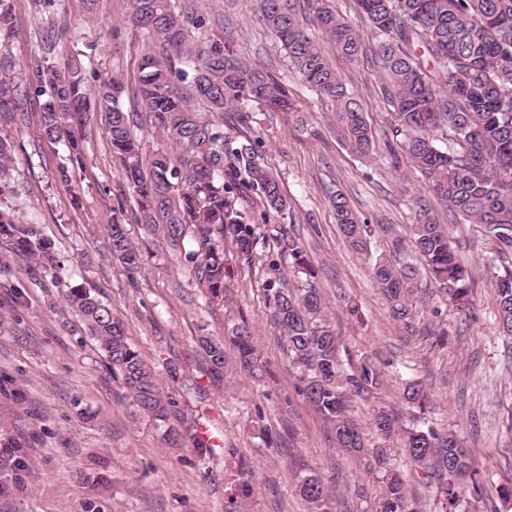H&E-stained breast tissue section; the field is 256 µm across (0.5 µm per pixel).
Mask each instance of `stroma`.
Masks as SVG:
<instances>
[{
	"mask_svg": "<svg viewBox=\"0 0 512 512\" xmlns=\"http://www.w3.org/2000/svg\"><path fill=\"white\" fill-rule=\"evenodd\" d=\"M211 36L235 53L287 80L300 104L296 116L255 107L250 138L260 140L266 164L290 202L286 227L317 273L327 302L326 319L340 339L342 365L363 352L382 363V386L373 403L353 401L349 413L368 447L387 451L401 472L419 512H436L435 493L403 456L399 442L372 425L371 404L404 423L413 413L402 398L406 379L423 381L430 404L424 418L436 428L458 431L475 464L491 482L483 495L465 494L459 512H512L501 486L512 483V362L493 313L494 282L485 270L492 245L475 224L452 220L440 205L432 210L461 264L473 275L470 310L431 305L419 309L415 337H406L389 316L368 258L343 243L330 199L343 193L366 224L372 250H389L394 234L412 239L413 200L425 195L419 173L406 158L392 160L391 107L387 84L370 34L362 36L357 63L333 58L342 80L365 113L373 150L350 149L330 103L318 99L291 69L271 32L258 17L256 0H195ZM13 26L0 33V60L11 64L18 88L7 102L15 123L0 126L14 151L10 188L0 206L39 228L57 259L45 270L28 256L0 244V455L24 447L18 489L0 494V512H224L228 474L223 457L196 448H169L163 432L139 415L127 390L104 368L95 341L84 334L66 302L70 289L87 288L112 307L145 362L186 417L208 423L223 446L239 450L254 471L246 512H310L295 490L305 470L320 473L331 488L333 512H376L381 485L337 449L326 421L298 390L299 372L283 355L270 326L264 286L275 273L290 274L288 261L271 270L259 261L235 270L224 300H206L183 255L145 246V233L130 215L137 202L123 170L112 161V145L100 114H89L75 133L84 161L70 164L63 143L46 139L32 56L55 28L68 40L50 59L77 62L85 88L120 76L123 104L135 111L142 36H111L119 0H10ZM68 167L61 178L60 167ZM129 218L127 230L144 245L135 274L108 252L106 229L114 216ZM361 316L346 314L344 298ZM247 319L256 331L268 373L258 379L232 368L214 386L194 351L201 334L223 336L228 323Z\"/></svg>",
	"mask_w": 512,
	"mask_h": 512,
	"instance_id": "35a3bbf8",
	"label": "stroma"
}]
</instances>
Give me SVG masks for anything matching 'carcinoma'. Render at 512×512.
Here are the masks:
<instances>
[{"instance_id":"carcinoma-1","label":"carcinoma","mask_w":512,"mask_h":512,"mask_svg":"<svg viewBox=\"0 0 512 512\" xmlns=\"http://www.w3.org/2000/svg\"><path fill=\"white\" fill-rule=\"evenodd\" d=\"M358 15L376 40V54L390 87L394 121L391 158L403 155L420 174L424 185L454 217L482 226L487 236L512 252V0H356ZM266 28L278 40L289 65L315 95L331 103L343 136L355 151L366 155L372 137L364 112L343 83L312 29L327 36L340 58L354 63L361 48L360 31L336 14L326 0H257ZM127 28L140 32L154 51L144 54L137 98L144 121L153 132L176 146L155 150L149 171L143 168V147L132 134L131 118L123 107L125 85L118 76L84 89L78 68H59L43 59L35 62L39 87L49 95L43 105L45 137L64 142L70 154L82 148L72 123L86 112H99L112 144L113 160L123 169L128 190L138 199L139 223L151 243L183 251L192 263L196 287L211 299H224L232 264L251 265L261 257L272 268L279 261L259 249L276 243L293 259V280L277 276L266 284L270 324L279 329L282 351L300 370V392L333 428L336 447L379 475L382 496L379 512H415L414 499L402 476L387 464L380 448H369L355 420L348 414L352 396L366 398L381 385V370L368 355L359 356L349 373L338 361L340 341L328 329L325 306L316 274L303 250L283 224H268L271 215L284 216L288 199L275 175L264 164L261 143L238 139L224 131L254 123V103L272 112L298 111L288 84L234 54L224 41L213 39L191 0H124L123 13L112 26L118 39ZM11 66L0 64V122L13 120L7 98L13 92ZM202 102L217 119L198 112ZM11 143L0 137V196L11 163ZM257 195L262 209L246 205ZM332 206L344 243L371 259L373 279L381 290L392 319L415 331L414 301L433 298L447 305L470 302L471 272L430 217L423 199L415 200L417 224L413 244L394 238L388 254H373L370 230L338 192ZM0 237L35 257L46 269L56 267L50 247L32 224H23L0 208ZM234 254L226 252V242ZM108 248L126 272H138L142 248L136 245L121 219L108 226ZM487 271L495 283L493 300L499 332L512 337V266L490 259ZM69 307L83 330L97 344L105 368L131 395L138 411L164 429L170 443L186 440L210 456L224 452L231 472L225 486L224 512H239V503L252 493L253 474L233 448L217 449L198 430L183 424L177 403L164 392L156 372L112 316L108 303L91 290L73 288ZM214 382L224 377L228 351L235 366L251 374L264 371L249 323L227 327L224 337L201 335ZM403 399L423 412L428 392L409 380ZM377 431L397 436L402 454L435 481L439 512L456 506L460 478L468 476L473 491L490 481L472 465V457L457 431L449 428L399 424L381 407L372 409ZM299 496L312 512H330L331 495L324 478L308 472L297 478Z\"/></svg>"}]
</instances>
